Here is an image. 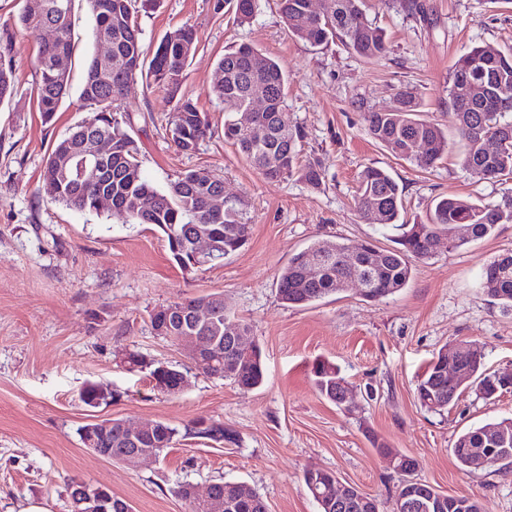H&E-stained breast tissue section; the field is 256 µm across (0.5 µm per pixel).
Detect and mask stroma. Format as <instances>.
<instances>
[{
  "mask_svg": "<svg viewBox=\"0 0 512 512\" xmlns=\"http://www.w3.org/2000/svg\"><path fill=\"white\" fill-rule=\"evenodd\" d=\"M427 19L397 0H366L369 20L388 37L384 59L368 61L339 43L314 48L289 36L277 0H258L250 24L237 25L216 0H161L138 22L145 46L181 26L196 33L183 90L205 112L212 133L195 152L176 150L163 125L173 104L165 92L137 81L121 109L133 118L141 171L157 188L188 170L220 176L224 191L244 197L251 225L247 245L216 267L183 268L148 224L112 213L81 211L51 200L43 170L54 145L90 114L79 98L89 57L104 50L86 0H75L71 85L51 122L33 95L37 39L15 27L22 0H0V52L14 60L16 93L0 104V512L30 501L67 512V485L106 486L133 512H188L177 482L206 487L218 479L243 482L269 512H319L303 475L335 473L376 497L379 512H395L397 476L372 445L379 438L416 460L414 475L449 495L477 499L482 512H512V468L467 473L452 448L458 433L512 418V390L485 399L463 391L447 413L426 411L416 387L443 347L476 343L489 372L512 371V314L479 287L494 256L512 250V224L455 251L415 263L409 285L386 299L364 300L355 288L306 308L283 306L277 275L314 239L357 244L390 235L354 208L365 166L390 172L402 189L407 219H422L438 197L469 196L499 203L512 178L478 182L458 165L459 144L423 171L376 143L363 115L394 104L398 89L421 100L424 119L452 127L448 74L473 46L512 48V0H424ZM247 42L275 57L288 74L286 102L302 126L301 161L318 163L321 189L297 178L278 181L256 172L224 139V106L215 97L216 62L226 46ZM218 296L251 327L261 350L264 385L240 389L191 371L176 396L153 390L147 373L122 362L121 350L173 365L187 359L153 330L149 315L174 300ZM332 362L354 392L341 410L313 384L316 361ZM95 383L115 393L110 404L85 406L80 392ZM109 418L166 421L177 440L157 459L131 468L82 445L79 427ZM200 418L224 425L234 441L193 437Z\"/></svg>",
  "mask_w": 512,
  "mask_h": 512,
  "instance_id": "35a3bbf8",
  "label": "stroma"
}]
</instances>
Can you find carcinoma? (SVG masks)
<instances>
[{
  "label": "carcinoma",
  "instance_id": "carcinoma-1",
  "mask_svg": "<svg viewBox=\"0 0 512 512\" xmlns=\"http://www.w3.org/2000/svg\"><path fill=\"white\" fill-rule=\"evenodd\" d=\"M74 0H24L17 24L31 34L54 23L56 40L39 44L34 60L37 107L45 120L53 119L59 103L70 88L72 55V12ZM97 27L112 30V55L101 59L90 57L80 98L92 109L89 124L95 134L111 144L110 153L102 159L103 174L89 169L81 172L77 163L86 157L84 138L72 134L60 140L48 155L44 176L58 181V191L52 199L69 207L99 210L98 200L106 194L112 199V213L122 216L130 224H153L165 236L168 246L178 244L172 253L174 260L191 265L194 237L205 232L219 243L210 265L224 262V258L241 250L248 242L251 225L244 221V200L234 199L224 204V211L216 215L213 198L224 192V181L200 170L180 174L166 189H157L141 173L139 146L131 136L133 118L119 112L120 101L128 84L139 78L164 91L175 101L174 111L166 123L167 135L183 153L196 151L210 131L206 116L189 98L180 94L188 56L182 43H195L194 30L181 26L165 34L153 51H148L138 24V8H151L157 0H87ZM311 0H278L281 19L291 36L312 47L326 46L338 41L361 58L380 59L387 53V39L380 27L370 22L364 10V0H324V12L315 14ZM257 0H235L234 18L245 25L255 14ZM224 71V81L214 87L215 96L224 104V139L232 142L252 167L268 179L297 177L312 188L324 181L319 166L314 162H299L298 146L302 131L286 104L285 87L288 81L279 63L262 50L242 42L224 50L217 63ZM480 80L489 92L512 100V50L496 53L482 46H473L455 62L448 75V104L455 106L456 89L462 82ZM263 92L269 98L266 111L256 113L258 122L269 128L263 141H255L238 123L239 113L246 111L251 97ZM14 93L13 62L0 54V103ZM421 103L415 93L403 89L396 94L395 104L386 112L365 113V129L376 142L390 148L400 158L422 170L432 169L448 153V133L439 124L419 118ZM455 132L464 142L460 165L473 178L493 180L512 174V110H489L481 99L468 101L465 111L453 110ZM497 138L506 143L501 156L488 154L484 149L487 139ZM428 142L432 151L420 153L416 145ZM145 196L155 199L148 210L140 207ZM355 207L363 219L383 229L395 232V246L382 249L371 241L357 246L350 255L352 244L316 239L295 253L278 276V297L288 306L306 307L344 291L345 280L356 276L364 284L360 295L368 301L385 299L408 285L413 262L426 260L437 253L442 227H448V250H457L472 241L493 235L499 225L512 223V197L499 204H481L470 197H443L430 208L428 223L409 224L404 221L402 189L381 168L368 166L359 175ZM480 288L489 298L498 302L506 312H512V251L493 257L485 266ZM210 319L195 326L185 323L182 331H194L212 336L224 344L223 361L210 367L224 374L244 389L261 386L265 381V367L260 348L251 354L238 352L229 337L228 329L237 326L250 333L249 325L226 311L224 303L212 301ZM447 357V349L439 351L416 387L422 407L434 413L448 411L458 393L472 389L490 399L505 391L496 374L484 370V362L467 363L466 378L450 383L438 373L437 362ZM133 370L148 371L153 377L154 389L162 391L165 376L158 374L157 365L135 352L125 356ZM313 382L321 396L340 405L338 394L345 378L336 365L319 361L313 366ZM112 393L103 394L95 383L87 384L81 392V402L97 408L114 400ZM497 431L488 434L489 425L462 431L454 444L453 454L459 467L466 472L479 470L469 448L512 449V419L494 423ZM179 430L165 421L157 422L145 433L141 445L129 443L112 426V435L100 442L111 455L110 461L119 462L136 451L151 450L161 454L176 441ZM412 474L399 478L396 494L403 497L414 491H426L428 484L411 483ZM308 494L319 507V512H336V504L324 497V484L304 480ZM214 490L224 498V512H267L263 498L252 490L248 493L234 482L218 480Z\"/></svg>",
  "mask_w": 512,
  "mask_h": 512
}]
</instances>
